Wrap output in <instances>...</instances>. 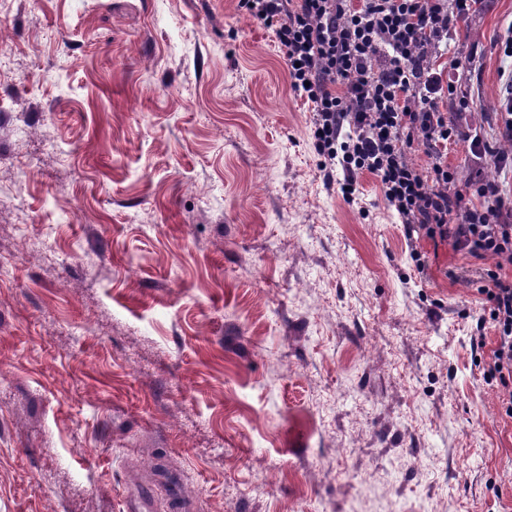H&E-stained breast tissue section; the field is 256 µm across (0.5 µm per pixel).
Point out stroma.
<instances>
[{"label": "stroma", "instance_id": "stroma-1", "mask_svg": "<svg viewBox=\"0 0 512 512\" xmlns=\"http://www.w3.org/2000/svg\"><path fill=\"white\" fill-rule=\"evenodd\" d=\"M511 32L460 24L441 104L509 204ZM311 120L239 0H0V512H512L482 283L374 176L347 204Z\"/></svg>", "mask_w": 512, "mask_h": 512}]
</instances>
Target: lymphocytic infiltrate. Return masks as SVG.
Listing matches in <instances>:
<instances>
[{"mask_svg": "<svg viewBox=\"0 0 512 512\" xmlns=\"http://www.w3.org/2000/svg\"><path fill=\"white\" fill-rule=\"evenodd\" d=\"M487 0H239L273 29L292 90L312 106L311 131L326 181L354 203L358 177L374 175L407 238L451 244L486 283L497 342L483 369L499 411L512 418V207L498 185L458 186L445 152L465 139L472 157L490 149L462 133L440 108L457 87L445 69L425 65L459 24ZM428 162L409 160L415 142Z\"/></svg>", "mask_w": 512, "mask_h": 512, "instance_id": "f902f5d3", "label": "lymphocytic infiltrate"}]
</instances>
